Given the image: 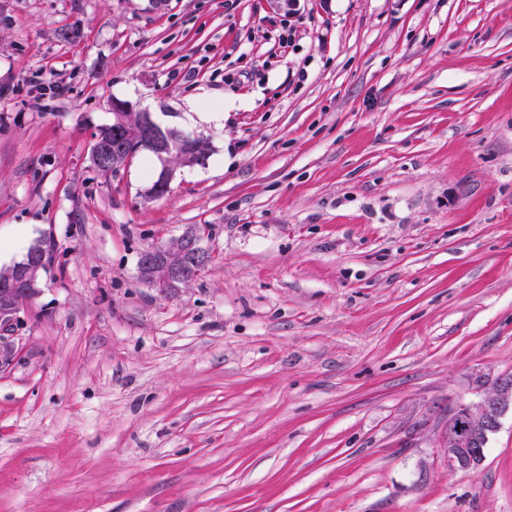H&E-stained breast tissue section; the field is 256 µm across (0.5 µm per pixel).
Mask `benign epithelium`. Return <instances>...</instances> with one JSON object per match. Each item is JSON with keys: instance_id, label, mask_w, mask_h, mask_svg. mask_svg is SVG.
Returning <instances> with one entry per match:
<instances>
[{"instance_id": "obj_1", "label": "benign epithelium", "mask_w": 512, "mask_h": 512, "mask_svg": "<svg viewBox=\"0 0 512 512\" xmlns=\"http://www.w3.org/2000/svg\"><path fill=\"white\" fill-rule=\"evenodd\" d=\"M138 138L154 144L159 154L174 149L169 135L159 134L154 120L140 119ZM141 267L148 276L147 282L160 292L182 280V266L169 249L147 250L141 255ZM11 299L8 311L0 310V333L11 334L20 324L19 314L31 300L33 293L16 288L6 289ZM512 411V376L498 379L495 388L476 407L463 406L448 416V466L463 472L475 470L485 459L489 437L496 433L502 418Z\"/></svg>"}]
</instances>
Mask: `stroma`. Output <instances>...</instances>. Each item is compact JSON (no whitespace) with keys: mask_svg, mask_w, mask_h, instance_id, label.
<instances>
[{"mask_svg":"<svg viewBox=\"0 0 512 512\" xmlns=\"http://www.w3.org/2000/svg\"><path fill=\"white\" fill-rule=\"evenodd\" d=\"M115 100L203 136L164 196L93 169ZM39 242L0 512H512V414L446 452L512 374V0H0V269ZM194 236L197 238V240H196V242H195V240L190 241L189 248H193L195 250L196 254L201 257L202 265H204L207 262V258H206L207 256L204 255L200 249L199 242H198V236L196 234H194ZM187 243H188L187 241H183V240L180 241L179 248H180L181 255L183 254V249L181 251V248H182L181 246L187 245ZM194 250H189V251L185 252L180 258V260L183 264V270L187 276V279L184 282H188V281L192 280L197 275V272H198V263H197V258H196ZM141 267L148 276V284L160 292H166L171 285L183 280L181 263L170 249L143 252ZM512 411V376L498 379L495 388L473 408L463 406L448 416L449 467L467 472L481 466L489 437ZM460 427V430H457Z\"/></svg>","mask_w":512,"mask_h":512,"instance_id":"obj_1","label":"stroma"}]
</instances>
